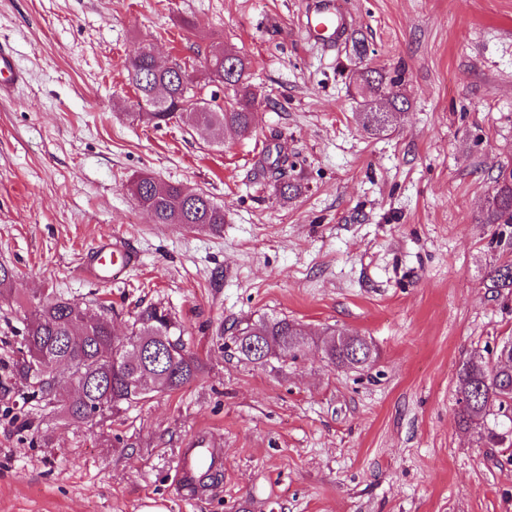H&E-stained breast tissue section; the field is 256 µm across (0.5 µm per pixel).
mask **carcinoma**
Instances as JSON below:
<instances>
[{
    "label": "carcinoma",
    "instance_id": "1",
    "mask_svg": "<svg viewBox=\"0 0 512 512\" xmlns=\"http://www.w3.org/2000/svg\"><path fill=\"white\" fill-rule=\"evenodd\" d=\"M210 78L234 90L235 99L223 108H199L197 92L180 81L181 67L158 69L147 48L133 59L129 83L137 93L133 119L160 127L172 119L209 132L215 142L227 134L248 131L255 120L256 94L246 82L249 60L226 52L206 60ZM402 78L376 68L361 74L364 99L359 113L362 128L371 135L386 132L389 122L408 110L401 92ZM485 224H512V168L502 169L493 180ZM138 203L156 224H224V209L203 191H192L179 183L140 175L131 182ZM483 286L494 297L512 295V260L487 271ZM126 335L114 337L111 307L98 300L84 301L49 295L39 300L27 318L25 335L15 352L13 366L29 390V397L43 410L69 423L89 427L159 394H170L193 380L200 364L183 341V329L165 308L149 304L141 308ZM262 337L264 355H249L244 343ZM305 327L286 317H266L232 332L234 350L256 363L274 357L296 360L310 344ZM328 363L342 368L369 367L376 353L363 337L322 342ZM78 381L73 394L57 385L59 368ZM512 406V346L504 342L492 358L470 359L458 371L457 420L466 432L477 434L488 448L512 447V418L499 415Z\"/></svg>",
    "mask_w": 512,
    "mask_h": 512
}]
</instances>
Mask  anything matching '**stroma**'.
Wrapping results in <instances>:
<instances>
[{"label":"stroma","instance_id":"35a3bbf8","mask_svg":"<svg viewBox=\"0 0 512 512\" xmlns=\"http://www.w3.org/2000/svg\"><path fill=\"white\" fill-rule=\"evenodd\" d=\"M314 0H0V42L26 73L0 99V512H512V449L459 429L457 372L512 338V297L483 276L512 260V225L483 221L512 168V0H340L349 36H306ZM364 38L365 57L351 36ZM226 104L206 55L250 61L256 125L214 142L132 120L140 46ZM401 70L409 109L372 137L359 75ZM150 174L209 194L219 229L156 224L128 189ZM298 188L285 198L281 182ZM135 262L102 282L103 242ZM171 309L203 365L179 391L93 428L47 418L12 373L47 293ZM305 324L303 356L239 359L230 328ZM347 330L377 352L337 368L319 347ZM220 449L197 498L181 448Z\"/></svg>","mask_w":512,"mask_h":512}]
</instances>
